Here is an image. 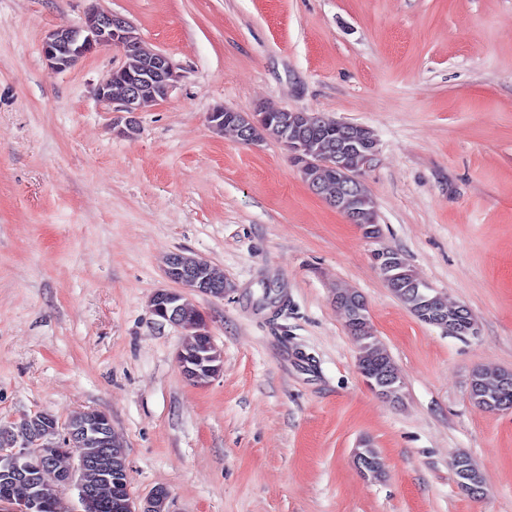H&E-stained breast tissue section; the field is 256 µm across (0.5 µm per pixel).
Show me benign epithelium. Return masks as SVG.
<instances>
[{"mask_svg":"<svg viewBox=\"0 0 512 512\" xmlns=\"http://www.w3.org/2000/svg\"><path fill=\"white\" fill-rule=\"evenodd\" d=\"M113 47L121 52L122 64L112 69L102 78L94 89L95 96L101 102L114 104L118 111L126 114L124 126L117 129L120 135H130L135 131L136 115L143 111L148 103H158L168 98L181 79L170 58L161 52H146L142 47L140 35L130 22L123 16L105 12L97 8L88 9L79 22L69 28L52 29L46 32L41 42V54L47 70L61 73L72 69L81 60L86 59L102 48ZM274 121L272 111H242L228 108L222 104L214 106L208 113V123L214 130L224 126L235 129L241 140L256 144L262 141L264 127ZM288 133L281 139L282 145L288 149L289 157L295 162L303 181L316 194L331 200L326 174L333 171L343 172V178L336 188V203L342 205L339 213L349 224L377 223V216L367 217L365 203L367 195L362 188L361 176L368 169L377 154V142L368 128L361 125L338 122L317 113L293 114L289 120ZM330 123L340 132L336 145L323 157H311L303 153L305 134L316 131ZM356 155L361 159V169L349 172L346 170L345 159ZM375 261L383 280H388L397 264L396 253L391 249H383L375 253ZM165 277L182 286L190 283L198 285V291L215 298L224 297V288L219 283L199 279L197 259L183 251L168 256L164 264ZM413 293L425 302L427 308L426 321L445 332H452L453 322L448 320V312L455 318L463 319L468 309L454 306L446 310L447 304L433 303V293L425 284L414 283ZM180 292L158 289L152 295V301L159 308L165 321L186 328L185 315L179 303ZM198 350L188 355L181 350L177 361L182 374L192 378L199 386H204L218 372L209 365L211 352L219 351L208 330L198 331ZM367 385L377 394L398 401L401 399L402 381L400 372L388 368L375 378L367 381ZM59 438V449L47 453L39 449V440L32 439L27 443H18L9 436L0 438V471L24 479L26 472L37 468L45 474L51 470L56 473L58 486L74 485L78 489L83 512L95 502L107 496L110 487L122 482L124 474L117 453H109V449H100V454L91 458L84 453V444L95 439L101 443L112 433V427L101 422L98 411H89V420L81 427H74L67 422L55 424ZM69 456L74 466L69 470L57 468L59 458ZM354 459L360 473L369 479L382 476L368 448H357ZM88 467L102 470V481L88 486L82 480ZM170 492L164 487L153 489L145 498L137 499L132 494L118 502V512H169L168 501ZM14 512H39L38 494L29 491L15 497Z\"/></svg>","mask_w":512,"mask_h":512,"instance_id":"benign-epithelium-1","label":"benign epithelium"}]
</instances>
